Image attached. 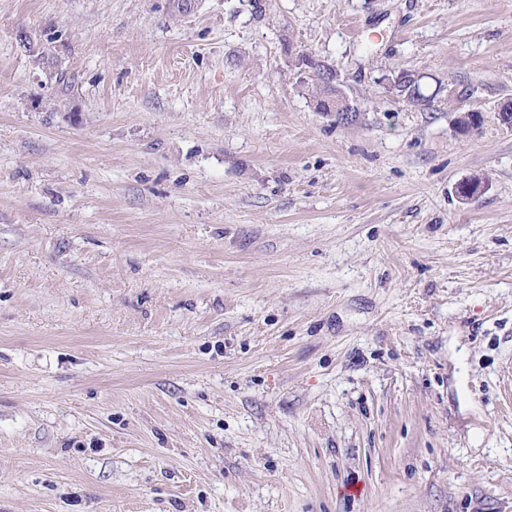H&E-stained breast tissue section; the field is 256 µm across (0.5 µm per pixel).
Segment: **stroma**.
Masks as SVG:
<instances>
[{"label": "stroma", "instance_id": "35a3bbf8", "mask_svg": "<svg viewBox=\"0 0 512 512\" xmlns=\"http://www.w3.org/2000/svg\"><path fill=\"white\" fill-rule=\"evenodd\" d=\"M510 101L512 0H0V512H512ZM315 59L316 61L312 58H309V61H307V64L310 65L309 67L312 69V73L316 72L317 76L319 77V81L316 79L317 84L315 86V97L321 95L328 96L338 92L339 90L334 85V82L333 85H329V82L335 77V70L328 67V64H326L324 61L317 58ZM399 75L397 77L400 81L394 85L397 96L402 97L404 101L411 104L426 105V103H429V99L421 93L419 85L417 87L414 85V81L411 79L412 74L402 72Z\"/></svg>", "mask_w": 512, "mask_h": 512}]
</instances>
